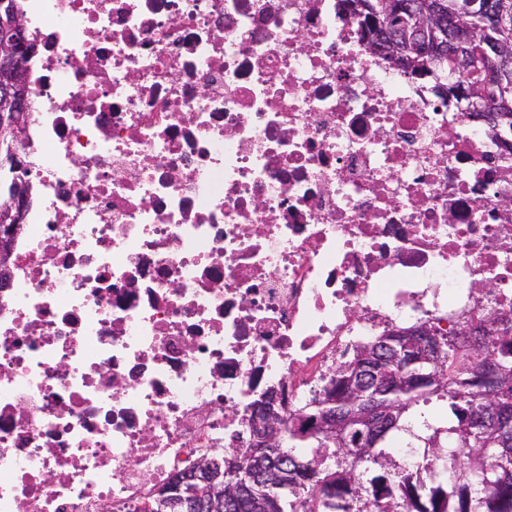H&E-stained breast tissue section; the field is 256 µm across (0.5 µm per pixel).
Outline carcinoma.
Returning a JSON list of instances; mask_svg holds the SVG:
<instances>
[{
	"instance_id": "obj_1",
	"label": "carcinoma",
	"mask_w": 512,
	"mask_h": 512,
	"mask_svg": "<svg viewBox=\"0 0 512 512\" xmlns=\"http://www.w3.org/2000/svg\"><path fill=\"white\" fill-rule=\"evenodd\" d=\"M384 2L347 0L369 42L391 52L411 75H434L443 98L462 112L490 75L484 117L501 126L500 136H512V38L500 28L504 23L512 30V0H480L483 7L469 11L463 10L465 0H401L414 9L428 4L433 24L446 34L438 43L387 14ZM436 55L446 59V82L426 65ZM492 324H466L464 334L434 330L445 367L432 381L411 377L391 340L394 332L379 337L364 366L338 365L297 422L281 421V442L256 452L239 476L225 478L224 504L189 512H368L372 488L380 482L386 483L385 512H512V432L488 453L477 445L494 423L512 422V315ZM380 358L405 376L403 384L383 382ZM331 396L337 417L369 416V424L357 427L343 446L322 429ZM441 400L450 401L455 421L438 423V415L422 413L421 428L413 431L416 406ZM399 433L423 442L439 469L429 481L418 470H401L364 485L369 469L392 467L391 443Z\"/></svg>"
}]
</instances>
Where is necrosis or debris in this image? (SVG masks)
I'll return each instance as SVG.
<instances>
[{
    "label": "necrosis or debris",
    "mask_w": 512,
    "mask_h": 512,
    "mask_svg": "<svg viewBox=\"0 0 512 512\" xmlns=\"http://www.w3.org/2000/svg\"><path fill=\"white\" fill-rule=\"evenodd\" d=\"M0 512H133L357 344L512 309V161L343 0H21Z\"/></svg>",
    "instance_id": "4bbe7bcc"
}]
</instances>
